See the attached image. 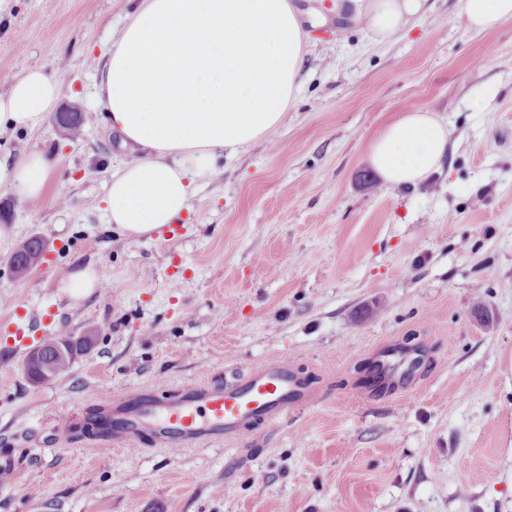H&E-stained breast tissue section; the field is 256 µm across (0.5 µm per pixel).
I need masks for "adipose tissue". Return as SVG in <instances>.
<instances>
[{"label": "adipose tissue", "instance_id": "ef3b65f1", "mask_svg": "<svg viewBox=\"0 0 512 512\" xmlns=\"http://www.w3.org/2000/svg\"><path fill=\"white\" fill-rule=\"evenodd\" d=\"M466 26L495 29L512 0H460ZM355 21L380 41L424 19L426 0H347ZM291 0H135L96 74L103 120L138 158L110 174L109 223L143 236L176 223L216 161L260 141L283 122L301 84L307 35ZM64 88L40 69L21 72L0 95V131L37 127ZM446 123L403 112L374 139L373 165L386 183L416 186L448 152ZM48 162L33 151L0 157V190L41 198Z\"/></svg>", "mask_w": 512, "mask_h": 512}]
</instances>
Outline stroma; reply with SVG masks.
Listing matches in <instances>:
<instances>
[{
    "mask_svg": "<svg viewBox=\"0 0 512 512\" xmlns=\"http://www.w3.org/2000/svg\"><path fill=\"white\" fill-rule=\"evenodd\" d=\"M305 19L300 92L282 126L199 184L175 241L107 221L108 172L127 160L101 120L95 74L131 0H12L0 20V94L20 72L66 70L54 111L0 133V155L51 162L40 200L0 190V230L48 245L22 279L0 250V319L92 345L41 383L0 348V512H512V20L475 34L460 0L375 42L335 0ZM450 130L441 167L385 184L374 138L401 112ZM83 112L80 140L57 122ZM92 268L76 297L51 273ZM414 338L408 380L359 368ZM288 364L311 403L239 438L173 451L72 435L107 397L223 386Z\"/></svg>",
    "mask_w": 512,
    "mask_h": 512,
    "instance_id": "obj_1",
    "label": "stroma"
}]
</instances>
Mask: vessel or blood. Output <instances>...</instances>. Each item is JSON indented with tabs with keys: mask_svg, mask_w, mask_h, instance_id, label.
Here are the masks:
<instances>
[{
	"mask_svg": "<svg viewBox=\"0 0 512 512\" xmlns=\"http://www.w3.org/2000/svg\"><path fill=\"white\" fill-rule=\"evenodd\" d=\"M312 399L283 365L259 368L246 381L224 389L189 386L171 398L135 390L110 400L104 409L109 430L102 441L126 447L148 434L176 449L204 440H233L246 431L248 421H278Z\"/></svg>",
	"mask_w": 512,
	"mask_h": 512,
	"instance_id": "vessel-or-blood-1",
	"label": "vessel or blood"
}]
</instances>
